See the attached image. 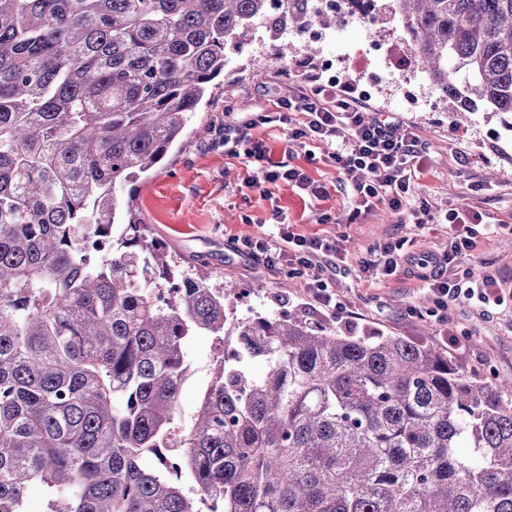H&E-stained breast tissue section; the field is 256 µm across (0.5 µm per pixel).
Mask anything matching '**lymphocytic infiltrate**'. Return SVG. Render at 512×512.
<instances>
[{
    "label": "lymphocytic infiltrate",
    "mask_w": 512,
    "mask_h": 512,
    "mask_svg": "<svg viewBox=\"0 0 512 512\" xmlns=\"http://www.w3.org/2000/svg\"><path fill=\"white\" fill-rule=\"evenodd\" d=\"M263 95L264 103L256 111L224 119V153L243 160L246 192L268 198L272 185L292 183L309 190L315 200L325 198V188L315 185L301 167L293 165L292 150L299 147L305 149L308 158L317 157L336 167L342 186L350 189L355 202L348 223H357L382 206L395 216H408L414 224L433 223L435 215L428 202L416 194L426 151L413 131L398 133L395 123L369 115L363 97L343 82L267 87ZM273 126L285 127L291 144L277 161L258 135L260 129ZM271 218L268 240L244 241V250L269 270L284 267L290 275L307 277V292L315 306L332 312L344 310V303L324 278L325 272L336 266L335 239L294 232L277 209L272 210ZM443 219L451 230L443 254L416 260L404 251L403 241L395 240L370 250L368 257L362 258L361 268L390 276L405 264L417 262L433 305L424 310L409 306L407 313L413 317L426 315L447 323L450 305L462 299L487 310L502 306L505 297L494 288L490 275L461 270L456 265L460 256L475 249L474 227L483 223V213L476 207L462 206L446 211Z\"/></svg>",
    "instance_id": "f902f5d3"
}]
</instances>
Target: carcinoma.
I'll return each instance as SVG.
<instances>
[{"mask_svg": "<svg viewBox=\"0 0 512 512\" xmlns=\"http://www.w3.org/2000/svg\"><path fill=\"white\" fill-rule=\"evenodd\" d=\"M0 0V512H512V379L300 312L228 318L116 188L311 0ZM452 112L512 117V0H387ZM224 343L178 422L190 337ZM193 485H181L184 473Z\"/></svg>", "mask_w": 512, "mask_h": 512, "instance_id": "cac0c4a2", "label": "carcinoma"}]
</instances>
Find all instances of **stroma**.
Returning <instances> with one entry per match:
<instances>
[{
  "instance_id": "1",
  "label": "stroma",
  "mask_w": 512,
  "mask_h": 512,
  "mask_svg": "<svg viewBox=\"0 0 512 512\" xmlns=\"http://www.w3.org/2000/svg\"><path fill=\"white\" fill-rule=\"evenodd\" d=\"M300 80L311 86L320 77L292 66L226 75L210 105L191 120L184 141L172 149L168 161L137 182L134 205L142 222L151 226L157 239L208 266L225 283L251 289L262 307L284 312L299 309L311 322L342 333L406 336L443 349L448 346V335L461 336L465 345L456 354L477 374L512 378V306L486 312L462 300L451 308L448 323L442 326L408 317V306L424 309L432 305L426 285L410 269L379 279L359 267L368 250L393 238L411 240V251L417 256L442 253L448 247L446 224H402L382 209L360 223H346L351 195L337 191L335 167L308 163L301 154L294 162L326 186L324 200L310 201L302 190L284 183L274 187L272 198L255 195L243 200L239 186L246 168L241 159L225 156L221 143L224 109L251 111L259 103L258 85L271 81L286 86ZM368 105L382 115H396L425 143L427 172L421 178L420 193L434 213L460 205L483 212L484 222L475 228L477 247L460 265L491 273L503 293L512 292V143L498 137L499 120L476 114L458 124L450 112L406 111L392 81ZM276 206L283 209L296 232L335 238L341 261L330 274L329 286L348 302V311L332 313L315 307L302 279L289 276L284 269L270 273L238 252L241 239H266ZM324 213L331 215V223H320ZM488 224L500 225V233L486 234ZM214 348L212 337L204 333L193 337L187 347L193 372L182 388V422H190L211 379Z\"/></svg>"
}]
</instances>
